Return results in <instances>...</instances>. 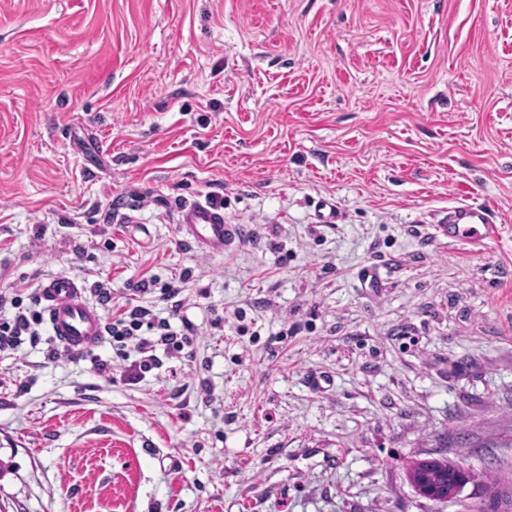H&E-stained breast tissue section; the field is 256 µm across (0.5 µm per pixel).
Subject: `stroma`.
I'll return each instance as SVG.
<instances>
[{"label": "stroma", "instance_id": "stroma-1", "mask_svg": "<svg viewBox=\"0 0 512 512\" xmlns=\"http://www.w3.org/2000/svg\"><path fill=\"white\" fill-rule=\"evenodd\" d=\"M213 195L221 256L178 229ZM462 199L500 226L478 255L434 233ZM60 273L116 311L175 282L197 334L131 383L47 327L0 354V512L485 496L512 478V0H0V292ZM432 458L476 473L458 502L412 487Z\"/></svg>", "mask_w": 512, "mask_h": 512}]
</instances>
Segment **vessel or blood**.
Listing matches in <instances>:
<instances>
[{
  "label": "vessel or blood",
  "instance_id": "b4317fda",
  "mask_svg": "<svg viewBox=\"0 0 512 512\" xmlns=\"http://www.w3.org/2000/svg\"><path fill=\"white\" fill-rule=\"evenodd\" d=\"M178 213L179 230L195 250L221 255L231 249L239 236V225L225 222L222 206L194 202L180 205ZM435 231L469 254L481 252L499 236L490 211L465 201L449 207L437 220ZM39 297L55 340L73 355L81 357L101 346L103 314L88 301L77 279L57 275L40 285Z\"/></svg>",
  "mask_w": 512,
  "mask_h": 512
}]
</instances>
